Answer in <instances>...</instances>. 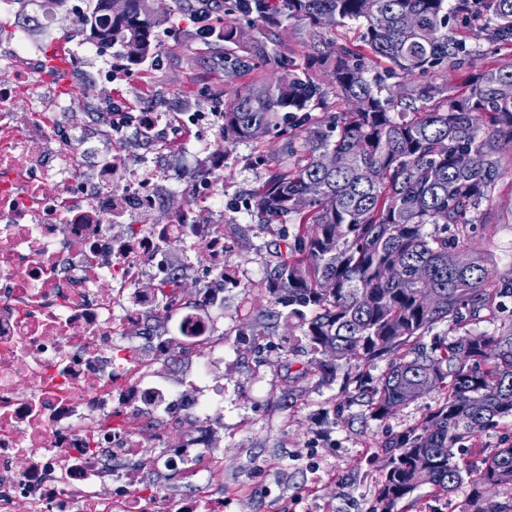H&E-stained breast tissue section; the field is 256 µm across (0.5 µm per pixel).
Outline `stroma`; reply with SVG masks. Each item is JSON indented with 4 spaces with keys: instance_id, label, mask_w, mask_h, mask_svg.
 Masks as SVG:
<instances>
[{
    "instance_id": "1",
    "label": "stroma",
    "mask_w": 512,
    "mask_h": 512,
    "mask_svg": "<svg viewBox=\"0 0 512 512\" xmlns=\"http://www.w3.org/2000/svg\"><path fill=\"white\" fill-rule=\"evenodd\" d=\"M156 41L158 54L134 69L102 49L101 59L112 65L116 77L111 92L97 90L96 98H111L130 113L151 102L163 112L213 113L215 90L242 92L262 76L257 70L228 78L206 69L203 60L211 48L185 14L159 26ZM222 133L218 117L205 131L186 132L176 145L147 142L138 131L129 132L119 155L153 157L178 180L159 187L162 204L150 212L148 223L167 224L182 212L187 200L183 185L207 169ZM277 148L272 137L237 143L229 148L227 165L215 174V187L224 195V267L241 282L225 289L224 308L212 315L215 334L224 338V361L214 367L224 383V418L209 432L223 451L224 512H373L382 469L380 442L420 426L444 392L434 389L377 420L359 384L362 376L379 377L385 361L362 369L344 363L326 376L313 364L308 347L289 350L288 325L268 317L264 288L268 253L283 229L258 223L245 208L247 193L265 178L257 157ZM489 209L495 220L468 225L466 233L470 248L492 275L500 276L512 271V173L496 184ZM469 497L465 484L447 495L424 486L394 512H464Z\"/></svg>"
}]
</instances>
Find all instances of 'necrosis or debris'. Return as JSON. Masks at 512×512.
<instances>
[{"mask_svg": "<svg viewBox=\"0 0 512 512\" xmlns=\"http://www.w3.org/2000/svg\"><path fill=\"white\" fill-rule=\"evenodd\" d=\"M11 26L0 40V512H224V488L170 497L148 488V472L194 473L217 455L210 425L224 417L213 356L224 353L210 317L224 307V196L211 179L189 186L169 224L143 218L158 202L161 169L122 162L82 176L90 144L125 138L176 140L203 129L204 112L131 117L87 97L111 84L112 67L72 59V96L39 95L61 83L44 57L54 23L0 0ZM93 120L79 138L69 116ZM181 241L194 255H169ZM199 276L177 315L158 285ZM152 287H143L144 279ZM180 356L193 389L164 369ZM122 422H113V414ZM179 418L182 446L143 456Z\"/></svg>", "mask_w": 512, "mask_h": 512, "instance_id": "4bbe7bcc", "label": "necrosis or debris"}]
</instances>
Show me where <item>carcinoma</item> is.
I'll return each instance as SVG.
<instances>
[{
  "label": "carcinoma",
  "instance_id": "carcinoma-1",
  "mask_svg": "<svg viewBox=\"0 0 512 512\" xmlns=\"http://www.w3.org/2000/svg\"><path fill=\"white\" fill-rule=\"evenodd\" d=\"M139 3L96 0L85 17L87 39L130 66L157 53L163 20L207 7L172 0L168 14L147 16ZM217 11L219 25L201 36L223 45L207 58L211 69L233 77L275 67L224 107V143L273 136L277 156L290 161L258 157L267 173L249 197L260 223L294 228L271 252L270 306L288 309V326L325 375L341 361H387L380 378L360 386L377 420L409 403L418 385L447 389L424 424L379 444L378 512H393L424 485L449 494L463 483L468 512H512L484 493L490 484L512 494V444L474 469L454 452L512 418V325L468 327L512 301V273L493 280L478 256L466 268L454 264L467 250L463 229L482 220L512 160L503 148L512 144V94L501 92L512 85V55L470 71L477 41L512 50V0H220ZM324 16L334 26H322ZM349 23L362 27L361 40L331 38ZM290 25L306 48L300 72L269 50L270 37ZM464 29L477 31L476 43ZM442 70L465 73L463 85L435 82ZM328 87L351 108L308 122ZM328 152L336 153L332 169L320 164ZM422 287L437 294L434 307L420 304ZM442 322L457 327L454 339L420 342Z\"/></svg>",
  "mask_w": 512,
  "mask_h": 512
}]
</instances>
